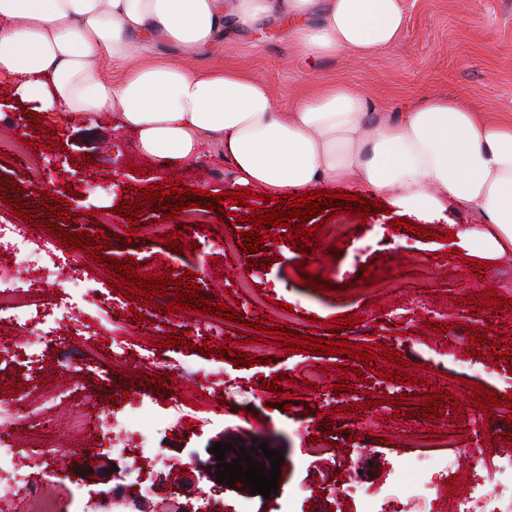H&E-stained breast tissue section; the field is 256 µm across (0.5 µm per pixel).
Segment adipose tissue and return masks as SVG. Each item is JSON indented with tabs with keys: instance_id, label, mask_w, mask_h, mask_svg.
<instances>
[{
	"instance_id": "obj_1",
	"label": "adipose tissue",
	"mask_w": 512,
	"mask_h": 512,
	"mask_svg": "<svg viewBox=\"0 0 512 512\" xmlns=\"http://www.w3.org/2000/svg\"><path fill=\"white\" fill-rule=\"evenodd\" d=\"M287 27L310 56L376 55L405 27L404 0H0V73L39 111L111 113L141 156L169 172L204 145L230 163L239 189L274 198L322 185L385 197L432 224L449 204L478 216L454 244L485 261L512 252V122L479 119L439 96L392 115L348 86L313 87L282 108L241 69L196 70L151 51L213 43L225 23ZM124 68L113 82L103 62Z\"/></svg>"
}]
</instances>
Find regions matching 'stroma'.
<instances>
[{"mask_svg":"<svg viewBox=\"0 0 512 512\" xmlns=\"http://www.w3.org/2000/svg\"><path fill=\"white\" fill-rule=\"evenodd\" d=\"M406 23L400 39L386 52L367 57L335 54L313 58L286 36L283 24L271 21L243 30L226 25L222 38L188 57L199 69L221 63L227 68H246L262 80L278 105L290 104L307 87L323 83H343L362 96L371 107L398 112L435 96H452L478 110L486 119L512 120V0H406ZM21 99L12 79L0 77V138L26 141L25 152L0 154V224H13L29 239L54 240V233L30 225L28 219L12 212L10 201L31 209L41 190L51 189L65 198L67 207L79 208L76 221L68 222L71 232L91 227L89 213L112 212L114 223L121 216L114 208L136 198L138 189L159 183L170 188L179 183L212 193L232 185V170L211 147L178 170L163 174L153 171L150 162L136 150L134 137L116 128L111 113L87 119L78 115L64 121L45 120V132L33 130L31 114L22 113ZM64 141L63 150L50 147L51 138ZM88 156L94 164L80 169L78 160ZM50 167L48 178L32 180L31 164ZM141 176H134V168ZM234 213L235 222L224 221ZM248 208L224 202L221 211H197V227L185 235V248L177 252L157 239L151 225L155 214L146 210L136 219V239L131 244L113 241L108 255L153 264L156 275L173 268L175 276L195 272L205 301L237 307L245 318L287 323L299 333L319 338H336L364 344L366 353L378 354L380 347L398 352L400 371L415 376V383L385 379L387 361L377 369H364L362 362L346 356H324L284 351L278 334H265L252 355L253 366L236 365L232 355L223 358L200 355L206 337L226 345L235 337L236 324L184 309L166 314L161 302L132 305L118 288L110 287L106 268L86 254L63 248L71 267L54 279L41 278L24 264L0 267V280L26 288L34 304L67 299L73 303V318H46L26 333L16 334L13 325L0 326V333L13 337L12 349L0 352V385H15L13 413L19 423L14 448L19 455L36 458L39 466L31 479L52 496L57 512H78L86 494H93L100 512H112L121 502L124 512H160L173 494L199 501L208 495L211 512H236L242 496H249L250 512H275L290 501L293 512H309L324 506L327 512H362L369 495L389 493L393 512H401L404 491L393 489L394 477L404 474L421 456L413 438L418 433L456 427L453 446L435 449V456L447 459V468H432L431 497L447 504L449 497L468 496L473 483L493 492L504 479L498 471L503 441L485 432L483 412L472 400L473 385L479 384L497 396L512 394V378L507 370L512 360L497 359L490 348L481 356L458 354L454 338L467 328L486 333L492 344H512V309L492 312L482 308L473 313L470 297L487 289L512 299V264L499 259L485 266L475 277L463 254L450 250L445 238L454 224L475 223L474 215L453 209L447 220L428 225L431 240L414 232L395 231L389 214L380 212L354 224L342 237L318 232L320 248L315 258L319 276L340 285L329 295L300 285L297 262L302 254L283 244L282 227L258 233H272L266 242L269 270L251 266L248 254L225 249L226 240L240 241L242 221ZM422 261V270L388 295H374L361 283L363 267L380 271L389 279L399 268ZM252 280L265 297L259 305L243 294L236 281ZM292 305L295 316L283 318L282 304ZM350 313L358 322L342 328V314ZM450 323L440 331V323ZM90 339H83V332ZM187 337L195 351L176 348L153 349V340L166 339L169 332ZM126 344L124 355H110L112 340ZM87 364L86 378H78V367ZM321 368L317 388L305 384V372ZM289 373L294 383L282 394L265 389L264 381L279 372ZM160 378L168 374L167 394L156 389L134 387L135 374ZM344 383V395H335L337 383ZM451 392L462 406L461 413L444 410L441 416H425L421 404L431 388ZM130 392V399L117 395ZM179 401H172V394ZM413 394L412 415L399 413L395 398ZM377 406H366L368 395ZM111 409H104V402ZM145 404L157 415L178 414L180 427H153L149 451L166 460V467L152 474L153 494L139 496L128 485L125 472L128 458L116 459V468L106 480L96 474V457L109 456L110 435L99 424L100 412L124 418L130 406ZM352 407L349 415L340 406ZM86 419L84 432L71 431L69 419L75 414ZM327 418L331 436L313 441L318 418ZM236 440L257 441L278 449L282 455L278 488L269 497L250 494L248 487L229 486L205 479H184V467L215 465L213 444ZM68 461L67 472L57 471ZM361 474V489L350 480Z\"/></svg>","mask_w":512,"mask_h":512,"instance_id":"1","label":"stroma"}]
</instances>
